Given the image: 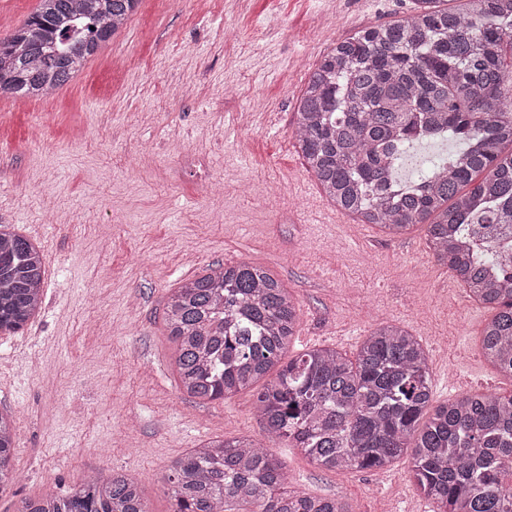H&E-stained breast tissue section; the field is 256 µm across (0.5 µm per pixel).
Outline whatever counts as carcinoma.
I'll return each mask as SVG.
<instances>
[{"instance_id": "carcinoma-1", "label": "carcinoma", "mask_w": 512, "mask_h": 512, "mask_svg": "<svg viewBox=\"0 0 512 512\" xmlns=\"http://www.w3.org/2000/svg\"><path fill=\"white\" fill-rule=\"evenodd\" d=\"M140 0H39L0 39V97H45L69 84ZM403 19L324 52L296 104L295 147L325 199L390 236L426 227L430 249L492 311L480 349L512 377V258L474 259L477 226L512 225V0L439 9L414 0ZM461 149L411 189L395 173L415 145ZM44 258L0 224V333L41 309ZM299 322L293 295L249 262L218 265L164 305L183 393L224 400L256 393L270 442L286 440L322 471L379 470L411 457V477L437 512H512V393L433 404L428 354L396 322L370 329L350 360L318 347L285 359ZM14 419L0 409V493L16 483ZM172 512H350L288 486L272 448L214 438L164 477ZM17 512H149L119 473L48 490Z\"/></svg>"}]
</instances>
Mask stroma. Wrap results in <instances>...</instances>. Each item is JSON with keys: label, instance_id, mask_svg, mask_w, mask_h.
<instances>
[{"label": "stroma", "instance_id": "35a3bbf8", "mask_svg": "<svg viewBox=\"0 0 512 512\" xmlns=\"http://www.w3.org/2000/svg\"><path fill=\"white\" fill-rule=\"evenodd\" d=\"M411 2L141 0L50 99L0 98V224L38 240L46 271L37 319L0 334L20 476L0 512L94 472L127 475L149 512H170L175 459L212 437H263L252 392L201 401L178 388L165 299L217 264L262 266L294 294L291 354L352 358L371 327L397 321L430 353L434 401L456 398L448 373L512 392L475 352L488 311L430 260L425 230L390 237L336 212L294 147L321 54ZM54 208L73 223H52ZM274 450L290 486L353 512L420 498L406 457L329 473L287 442Z\"/></svg>", "mask_w": 512, "mask_h": 512}]
</instances>
